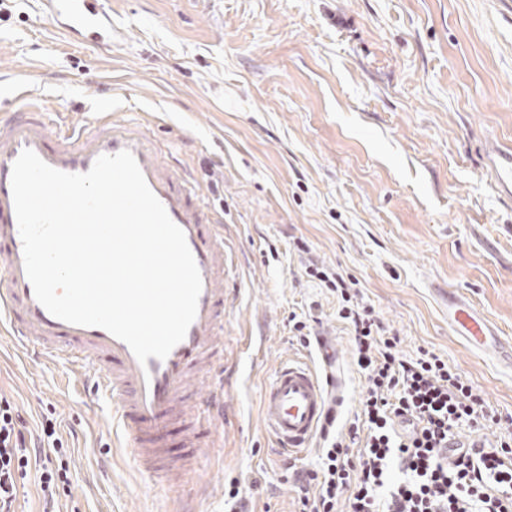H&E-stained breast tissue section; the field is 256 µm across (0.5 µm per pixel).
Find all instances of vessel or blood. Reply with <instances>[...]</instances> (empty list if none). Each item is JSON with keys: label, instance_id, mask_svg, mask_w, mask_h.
I'll list each match as a JSON object with an SVG mask.
<instances>
[{"label": "vessel or blood", "instance_id": "obj_1", "mask_svg": "<svg viewBox=\"0 0 512 512\" xmlns=\"http://www.w3.org/2000/svg\"><path fill=\"white\" fill-rule=\"evenodd\" d=\"M49 20L66 38L93 43L112 36V15L103 0H44ZM33 150L48 165L68 173L89 171L96 158L128 150L135 156L152 192L184 232L202 278L197 315L182 342L166 359L139 362L131 349L105 329L66 323L35 298L26 276L12 191L11 171L19 154ZM491 165L500 193L512 198V147L497 149ZM448 324L468 346L499 350L493 326L461 297L448 298ZM0 329L35 358L66 363L93 382L114 406V419L129 436V451L144 471L174 476L165 435L188 386L191 371L222 352L224 335V233L201 205L191 184L163 162L157 141L141 120H116L98 113L87 126L55 132L48 113L36 105L20 116L0 120ZM343 384L333 374L319 375L307 365L284 361L262 397L261 419L282 451L300 453L326 423L330 396ZM198 419L186 425L185 448L205 447L211 405H198Z\"/></svg>", "mask_w": 512, "mask_h": 512}]
</instances>
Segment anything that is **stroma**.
<instances>
[{"mask_svg": "<svg viewBox=\"0 0 512 512\" xmlns=\"http://www.w3.org/2000/svg\"><path fill=\"white\" fill-rule=\"evenodd\" d=\"M109 3L116 39L87 46L40 0H0V119L28 103L63 128L137 116L223 216L224 370L203 380L223 385L224 418L191 456L173 418L169 482L140 468L92 383L0 331V395L24 434L52 420L71 450L57 512H228L234 482L249 512H299L291 470H319L324 441L282 454L261 421L265 388L288 359L335 370L341 435L365 387L311 259L356 281L403 356L435 353L512 416V364L456 336L446 299L464 296L512 342V200L488 160L512 144V0Z\"/></svg>", "mask_w": 512, "mask_h": 512, "instance_id": "1", "label": "stroma"}]
</instances>
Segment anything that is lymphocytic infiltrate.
<instances>
[{
	"mask_svg": "<svg viewBox=\"0 0 512 512\" xmlns=\"http://www.w3.org/2000/svg\"><path fill=\"white\" fill-rule=\"evenodd\" d=\"M306 274L339 296L337 314L350 328L366 386L360 415L347 436L327 440L320 470L294 472L301 512H336L342 501L348 512H512V418L498 440L484 443L479 430L498 419L461 375L427 351L401 356L397 332L358 300L341 273L313 261ZM22 424L16 405L0 396V512H15L33 467L42 512H55L70 486L69 451L54 423H43L32 439ZM462 425L477 435L451 447Z\"/></svg>",
	"mask_w": 512,
	"mask_h": 512,
	"instance_id": "obj_1",
	"label": "lymphocytic infiltrate"
}]
</instances>
